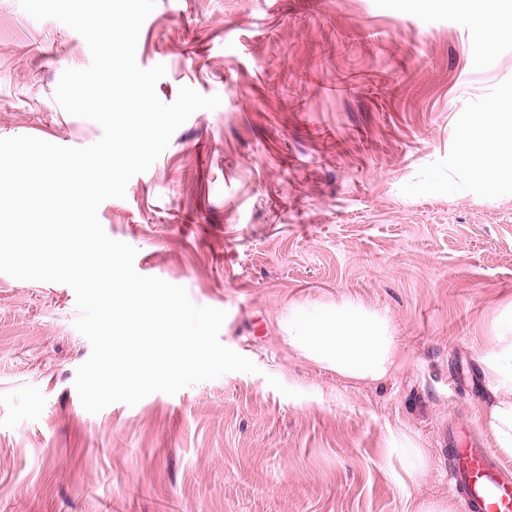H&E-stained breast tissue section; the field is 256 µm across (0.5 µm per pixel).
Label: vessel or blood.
<instances>
[{"label":"vessel or blood","mask_w":512,"mask_h":512,"mask_svg":"<svg viewBox=\"0 0 512 512\" xmlns=\"http://www.w3.org/2000/svg\"><path fill=\"white\" fill-rule=\"evenodd\" d=\"M448 490L459 512H512V465L484 442L449 436Z\"/></svg>","instance_id":"1"}]
</instances>
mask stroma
<instances>
[{
	"label": "stroma",
	"instance_id": "obj_1",
	"mask_svg": "<svg viewBox=\"0 0 512 512\" xmlns=\"http://www.w3.org/2000/svg\"><path fill=\"white\" fill-rule=\"evenodd\" d=\"M478 48L459 0H157L136 49L166 68L157 96L221 104L98 217L139 274L225 310L220 342L259 371L88 413L73 290L0 273V512H458L444 436H488L487 391L450 384L480 373L512 302V183L459 154L460 115L512 89V43L479 64ZM90 63L77 32L0 0V138L97 142L54 99ZM343 299L390 318L386 380L353 385L284 343L291 306Z\"/></svg>",
	"mask_w": 512,
	"mask_h": 512
}]
</instances>
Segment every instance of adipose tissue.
I'll list each match as a JSON object with an SVG mask.
<instances>
[{
    "label": "adipose tissue",
    "mask_w": 512,
    "mask_h": 512,
    "mask_svg": "<svg viewBox=\"0 0 512 512\" xmlns=\"http://www.w3.org/2000/svg\"><path fill=\"white\" fill-rule=\"evenodd\" d=\"M467 138L461 151L476 173L496 177L512 171V113L479 112L462 116ZM496 334L481 364L492 401L486 423L497 452L512 458V303L495 319ZM295 354L336 375L372 383L386 378L399 359L389 318L362 302L343 300L314 310L295 306L283 324Z\"/></svg>",
    "instance_id": "1"
}]
</instances>
